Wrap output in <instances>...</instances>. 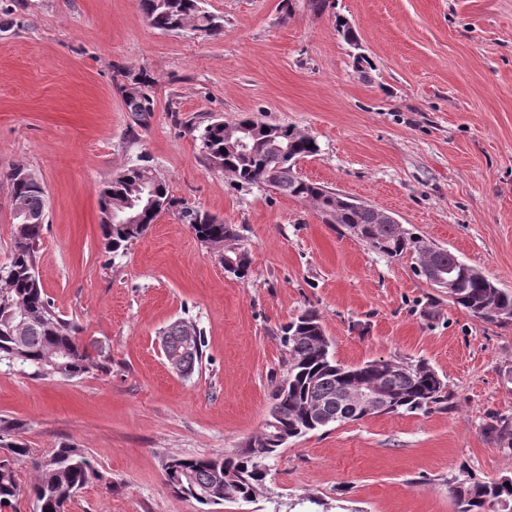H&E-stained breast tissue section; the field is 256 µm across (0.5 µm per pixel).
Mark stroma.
Here are the masks:
<instances>
[{"instance_id": "1", "label": "stroma", "mask_w": 512, "mask_h": 512, "mask_svg": "<svg viewBox=\"0 0 512 512\" xmlns=\"http://www.w3.org/2000/svg\"><path fill=\"white\" fill-rule=\"evenodd\" d=\"M220 35L151 27L136 0H0V262L21 166L47 196L38 274L56 310L109 372L44 379L0 366V418L33 450L64 443L105 479L69 512H202L170 489L168 456L230 454L260 433L288 369L283 328L316 312L336 361L426 362L448 400L426 412L335 424L288 441L251 502L214 512H458L453 479L512 476L488 428L512 420V322L474 318L418 275L417 258L370 250L307 203L238 188L206 168L199 129L247 116L318 145L311 181L393 214L512 290V0H333L321 16L281 0H203ZM358 36L350 45L336 18ZM148 79L155 110L127 112L120 84ZM149 166L187 206L234 225L250 273L172 213L105 253L99 191ZM187 317L199 369L173 372L162 338Z\"/></svg>"}]
</instances>
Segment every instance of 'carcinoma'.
<instances>
[{"label":"carcinoma","instance_id":"obj_1","mask_svg":"<svg viewBox=\"0 0 512 512\" xmlns=\"http://www.w3.org/2000/svg\"><path fill=\"white\" fill-rule=\"evenodd\" d=\"M138 8L149 24L169 32L182 28L205 36L222 31L221 23L200 7V0H137ZM286 14L302 8L322 15L331 8V0H282ZM139 94L130 96L126 85L120 92L126 111L151 115L154 98L145 80L134 78ZM268 130H263V127ZM204 163L209 169L228 172L239 185H263L276 192L308 203L326 224L349 227L360 224L369 232L368 246L382 248L384 255L398 257L407 252L417 255L419 269L429 267L459 281V297L454 303L471 316L486 322L512 320V291L498 287L479 269L460 260L451 251L438 247L428 251L418 237L398 224H378L375 208L359 203L344 208L337 203V193L299 174L297 162L317 151L314 140L296 127L263 124L250 118L233 122L216 120L199 132ZM140 167L130 166L116 173L104 184L100 199L123 203L140 184ZM153 202L140 224H101V245L105 252L116 254L127 249L142 236L154 218L170 211L193 229L196 238L210 247L224 246V240L236 229L217 217L187 207L175 199L160 177L152 184ZM46 194L37 177L22 185H11L12 248L7 262L0 266V364H21L44 377L74 378L93 371L108 370L109 356H90L80 343V326L64 318L54 308L36 276L42 225L19 224L29 213L45 214ZM22 311L27 322L15 325L14 313ZM193 323L181 319L164 332L163 349L177 356L183 374L190 376L201 365L204 337L188 343L184 330ZM289 359L286 378L273 394L280 414L279 424L292 431L291 437L303 436L313 428L308 425L307 403L340 393L352 379L364 375L378 381L396 400L395 413L428 411L431 405L447 402L445 384L423 362L389 373L367 361L348 366L323 352L324 328L320 317L306 311L284 329ZM18 423L0 419V512L14 508L25 494L32 499L36 512H68V504L85 486L100 481L103 475L90 454L83 448L64 444L35 463V475L27 486L18 478V468L31 455L27 443L18 439ZM274 428H265L252 437L245 448L214 457L171 456L164 464L166 484L175 492L194 499L203 506L221 505L226 501L250 502L262 493L267 476V462L280 450L271 442ZM229 471L235 478L233 489L226 493L217 486L216 476ZM458 512H512V476L489 481L473 478L458 480L449 486Z\"/></svg>","mask_w":512,"mask_h":512}]
</instances>
